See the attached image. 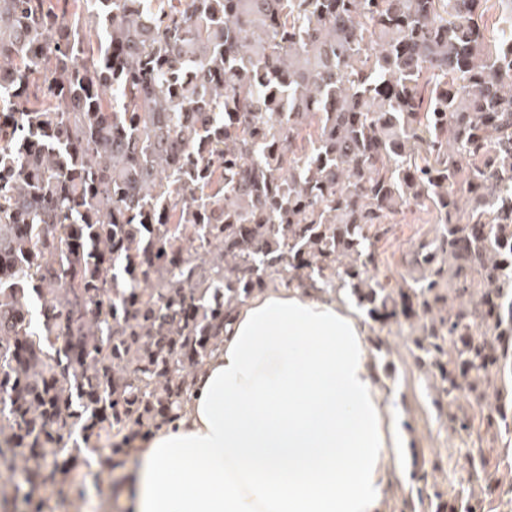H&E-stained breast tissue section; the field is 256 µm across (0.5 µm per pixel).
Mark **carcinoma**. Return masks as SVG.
I'll return each mask as SVG.
<instances>
[{
	"instance_id": "cac0c4a2",
	"label": "carcinoma",
	"mask_w": 512,
	"mask_h": 512,
	"mask_svg": "<svg viewBox=\"0 0 512 512\" xmlns=\"http://www.w3.org/2000/svg\"><path fill=\"white\" fill-rule=\"evenodd\" d=\"M2 72L0 486L32 512L59 458L176 417L270 287L417 319L440 391L512 430V0H0ZM411 205L440 227L390 288ZM410 211H415V223L390 224L391 231L379 244L375 255L379 278L389 281L395 288L403 283L404 278L409 281L411 275L419 276L418 271L411 272L407 261L421 242L435 237L438 224L435 212L414 205L406 209L403 214L398 215L394 219V223H402Z\"/></svg>"
}]
</instances>
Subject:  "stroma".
<instances>
[{
	"label": "stroma",
	"instance_id": "35a3bbf8",
	"mask_svg": "<svg viewBox=\"0 0 512 512\" xmlns=\"http://www.w3.org/2000/svg\"><path fill=\"white\" fill-rule=\"evenodd\" d=\"M437 224L435 212L419 207L413 223L393 225L375 255L380 279L395 287L410 278V255L421 242L434 238ZM369 328L371 340L381 343L373 352L376 368L389 375L392 407L408 438L404 473L394 480L384 512H434L430 499L436 492L447 500L464 494L483 512H512L506 497L489 492L484 482L465 479L468 450L476 445L484 452L487 471L502 482L512 481V436L487 425L488 410L473 396L463 393L451 403L440 398L438 379L416 358L408 325L382 327L373 322ZM455 416L467 420L468 430H454ZM136 452V445H129L112 472L88 469L77 483L57 474L58 490L46 494L43 512H118L116 488Z\"/></svg>",
	"mask_w": 512,
	"mask_h": 512
}]
</instances>
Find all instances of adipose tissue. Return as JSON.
Returning a JSON list of instances; mask_svg holds the SVG:
<instances>
[{
	"mask_svg": "<svg viewBox=\"0 0 512 512\" xmlns=\"http://www.w3.org/2000/svg\"><path fill=\"white\" fill-rule=\"evenodd\" d=\"M193 383L179 418L141 442L127 512H384L403 439L344 296L254 294Z\"/></svg>",
	"mask_w": 512,
	"mask_h": 512,
	"instance_id": "obj_1",
	"label": "adipose tissue"
}]
</instances>
